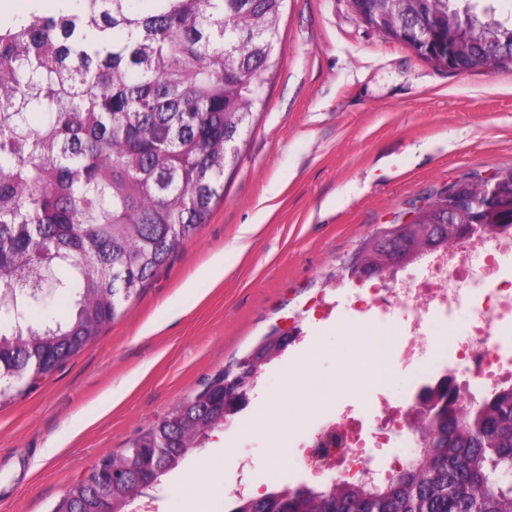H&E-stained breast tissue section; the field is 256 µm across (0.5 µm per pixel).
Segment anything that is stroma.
<instances>
[{
    "label": "stroma",
    "instance_id": "stroma-1",
    "mask_svg": "<svg viewBox=\"0 0 512 512\" xmlns=\"http://www.w3.org/2000/svg\"><path fill=\"white\" fill-rule=\"evenodd\" d=\"M277 49L283 65L199 233L95 343L0 399V512H54L103 456L270 335L294 342L266 366V388L144 490L154 512L190 501L227 512L224 488L245 453L271 486L312 485L299 444L317 420L347 407L372 418L376 389L288 395L282 366L311 353L320 383L356 368L347 273L364 239L466 175L512 168V71L436 70L362 23L350 0H286ZM218 259L227 271L214 283L203 271ZM465 320L431 317L433 350L392 367L385 391L406 401L444 372Z\"/></svg>",
    "mask_w": 512,
    "mask_h": 512
}]
</instances>
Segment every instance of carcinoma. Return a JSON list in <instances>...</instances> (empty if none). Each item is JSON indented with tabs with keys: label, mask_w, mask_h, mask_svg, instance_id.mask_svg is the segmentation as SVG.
Returning a JSON list of instances; mask_svg holds the SVG:
<instances>
[{
	"label": "carcinoma",
	"mask_w": 512,
	"mask_h": 512,
	"mask_svg": "<svg viewBox=\"0 0 512 512\" xmlns=\"http://www.w3.org/2000/svg\"><path fill=\"white\" fill-rule=\"evenodd\" d=\"M59 0L0 19V397L36 384L85 349L137 297L224 198L275 52L285 0ZM472 0H356L389 39L401 29L430 46L464 42L460 71L512 68V21L484 22ZM42 116L34 126L33 112ZM471 193L427 202L417 227L366 239L348 273L386 276L460 239L467 224L512 227V169L495 201ZM60 296L71 308L59 317ZM294 339L268 336L248 354L263 374ZM228 371L72 484L55 512H124L139 484L175 469L249 394ZM419 411L421 448L381 486H283L234 500L228 512H512V387L458 405L443 376Z\"/></svg>",
	"instance_id": "obj_1"
}]
</instances>
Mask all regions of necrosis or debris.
Listing matches in <instances>:
<instances>
[{"mask_svg": "<svg viewBox=\"0 0 512 512\" xmlns=\"http://www.w3.org/2000/svg\"><path fill=\"white\" fill-rule=\"evenodd\" d=\"M512 255V229L458 241L423 257L418 268L355 290L354 309L379 325L397 324L398 339L390 354L407 365L421 362L431 348L426 329L429 317H453L465 312L466 329L453 348L448 371L459 403L474 391L512 385V351L500 348L495 337L512 325V270L503 267ZM414 403L394 405L377 398L372 427L345 413L323 419L306 438L304 463L313 474L331 482L381 484L410 462L397 456L379 471H370L369 449L388 447L393 433L414 418Z\"/></svg>", "mask_w": 512, "mask_h": 512, "instance_id": "1", "label": "necrosis or debris"}]
</instances>
